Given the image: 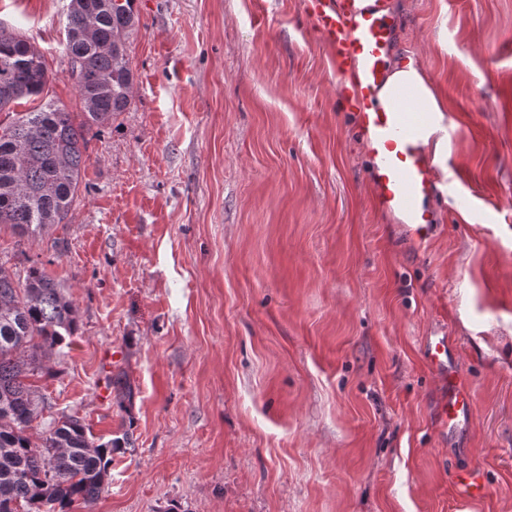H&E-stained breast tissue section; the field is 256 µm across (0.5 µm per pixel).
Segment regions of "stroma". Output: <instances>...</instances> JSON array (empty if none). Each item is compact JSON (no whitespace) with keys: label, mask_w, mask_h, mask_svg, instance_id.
<instances>
[{"label":"stroma","mask_w":512,"mask_h":512,"mask_svg":"<svg viewBox=\"0 0 512 512\" xmlns=\"http://www.w3.org/2000/svg\"><path fill=\"white\" fill-rule=\"evenodd\" d=\"M69 2L0 0V23L77 112ZM390 2L395 57L451 119L419 247L372 204L302 0H135L131 102L66 220L0 226V264H42L79 317L34 381L33 441L65 413L133 442L75 512H512V0ZM437 333L474 400L454 438L422 356ZM475 462L489 492L460 500L448 476Z\"/></svg>","instance_id":"1"}]
</instances>
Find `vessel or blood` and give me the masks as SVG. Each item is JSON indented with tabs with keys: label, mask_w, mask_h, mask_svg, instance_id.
Returning <instances> with one entry per match:
<instances>
[{
	"label": "vessel or blood",
	"mask_w": 512,
	"mask_h": 512,
	"mask_svg": "<svg viewBox=\"0 0 512 512\" xmlns=\"http://www.w3.org/2000/svg\"><path fill=\"white\" fill-rule=\"evenodd\" d=\"M303 11L336 65L337 97L360 129L372 162L369 179L375 206L400 222L414 241H428L438 227V217L426 202L439 196L440 190L437 165L424 139L428 131L447 125L448 120L421 111L405 90L396 94L390 108L376 104L397 31L388 0H303ZM456 356L444 336L428 339L423 349L443 393L438 413L447 431L472 419L469 386L456 371ZM452 482L456 495L465 500L483 496L486 489L477 467L455 472Z\"/></svg>",
	"instance_id": "1"
}]
</instances>
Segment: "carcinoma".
<instances>
[{"instance_id": "cac0c4a2", "label": "carcinoma", "mask_w": 512, "mask_h": 512, "mask_svg": "<svg viewBox=\"0 0 512 512\" xmlns=\"http://www.w3.org/2000/svg\"><path fill=\"white\" fill-rule=\"evenodd\" d=\"M134 0H70L65 56L82 112L47 103L0 121V225L19 236L63 223L74 202L90 138L127 110L134 75L129 39ZM50 80L44 55L26 37L0 26V112L41 98ZM78 329L77 310L43 267L15 284L0 266V512H73L105 490L112 455L131 444L128 433L94 439L74 415H63L41 444L28 430L38 415L29 378L52 374L43 359Z\"/></svg>"}]
</instances>
